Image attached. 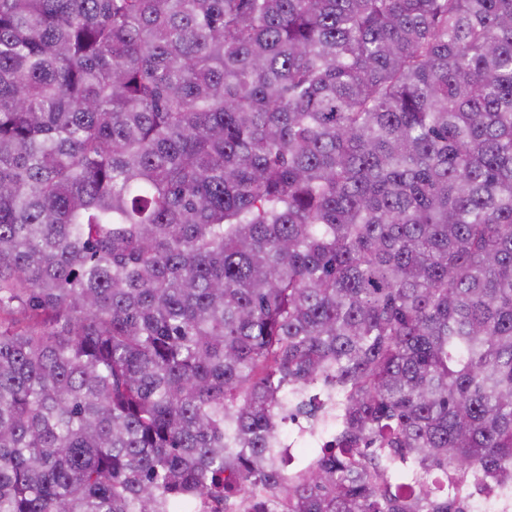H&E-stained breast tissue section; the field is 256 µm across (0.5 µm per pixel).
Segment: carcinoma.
<instances>
[{
    "label": "carcinoma",
    "instance_id": "cac0c4a2",
    "mask_svg": "<svg viewBox=\"0 0 512 512\" xmlns=\"http://www.w3.org/2000/svg\"><path fill=\"white\" fill-rule=\"evenodd\" d=\"M244 493L512 512V0H0V512Z\"/></svg>",
    "mask_w": 512,
    "mask_h": 512
}]
</instances>
